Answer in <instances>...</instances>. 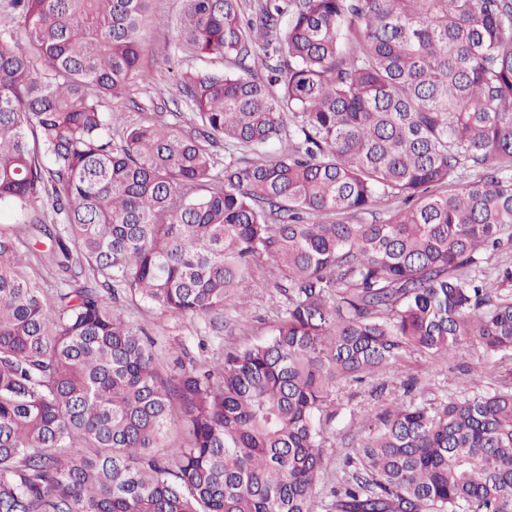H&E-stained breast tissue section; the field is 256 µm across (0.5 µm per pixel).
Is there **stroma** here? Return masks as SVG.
<instances>
[{
  "label": "stroma",
  "mask_w": 512,
  "mask_h": 512,
  "mask_svg": "<svg viewBox=\"0 0 512 512\" xmlns=\"http://www.w3.org/2000/svg\"><path fill=\"white\" fill-rule=\"evenodd\" d=\"M151 7L157 21L147 28L142 63L153 70L155 80L147 87L138 83L132 86L128 102L122 105L131 122L137 119L140 104L159 112L170 111L174 91L169 67L193 70L224 66L220 59L204 62L177 57L174 26L180 0H152ZM275 281L270 263H257L241 284L248 300L246 307L228 304L209 317L176 315L140 302L123 301L119 308L130 326L151 338L158 370L166 376L182 366L219 365L225 351L269 338L285 307ZM502 388H512V352L489 355L477 345L456 357L411 351L398 366L379 375L338 383L328 411L321 416L325 453L315 490L316 512H331L333 492L351 474L349 460L355 457L365 428L375 423L384 408L409 401L433 407Z\"/></svg>",
  "instance_id": "obj_1"
}]
</instances>
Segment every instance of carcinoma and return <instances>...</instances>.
Returning a JSON list of instances; mask_svg holds the SVG:
<instances>
[{
  "label": "carcinoma",
  "mask_w": 512,
  "mask_h": 512,
  "mask_svg": "<svg viewBox=\"0 0 512 512\" xmlns=\"http://www.w3.org/2000/svg\"><path fill=\"white\" fill-rule=\"evenodd\" d=\"M149 2L6 0L0 205L48 245L0 225V512H314L336 382L512 350V265L483 277L512 248V0H180L178 52L233 71L126 125ZM262 259L283 315L211 370L161 375L115 306L244 305ZM361 448L335 512H512L511 388L386 408Z\"/></svg>",
  "instance_id": "obj_1"
}]
</instances>
